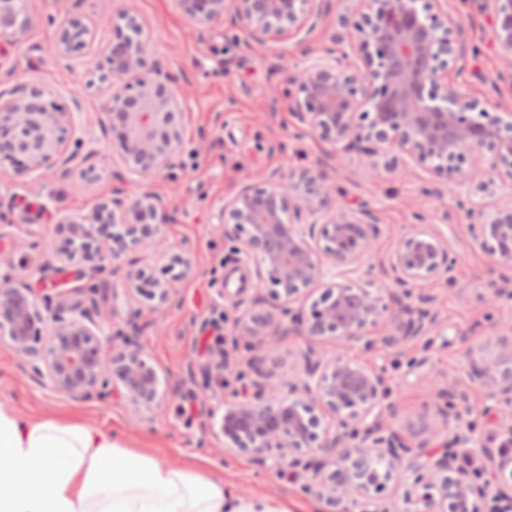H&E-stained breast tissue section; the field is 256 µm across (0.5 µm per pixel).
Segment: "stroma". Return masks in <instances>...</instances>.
<instances>
[{
	"instance_id": "obj_1",
	"label": "stroma",
	"mask_w": 512,
	"mask_h": 512,
	"mask_svg": "<svg viewBox=\"0 0 512 512\" xmlns=\"http://www.w3.org/2000/svg\"><path fill=\"white\" fill-rule=\"evenodd\" d=\"M29 8L34 23L25 37L0 44V105L9 102L16 83L42 89L45 100L74 115L75 133L67 150L76 153L77 160L63 179L50 170L0 178V271H11L37 296H57L64 276L72 271L71 263L58 255L61 222L90 213L112 196L122 150L98 123L109 86L83 60L56 59L47 47L61 26L79 15L94 29L95 61L104 63V49L116 34L112 19L121 9L144 21L152 52L183 76L182 166L144 179L142 189L167 205L173 221L164 225L162 234L170 251L190 249L194 271L180 282L179 304L172 308L157 307L139 295L127 301L108 294L97 297L95 319L108 332L125 329L129 311L138 310L137 342L157 368L161 390L168 393L161 406L135 410L120 388L88 401L53 393L34 381L30 364L6 338L0 339V401H9L25 418H73L110 430L126 446L174 466L190 462L202 475H223L225 485L241 497L264 498L282 512H326L325 502L303 492L304 477L225 454L221 442L203 434L197 408L204 380L189 390L177 388L188 369L209 362L211 323L217 319L223 320L229 339L224 377L231 381L254 357L264 372L277 375L303 372L308 347L327 356L334 353L333 344L314 343L294 332L255 355L232 346V337L240 333L238 319L262 307L256 302L252 264L230 254L219 222L225 197L241 185H260L271 173L285 176L325 162L341 200L352 209L369 204L383 226L365 264L387 260L418 211L439 225L459 256L452 283H438L430 291L436 317L430 335L393 347L355 344L348 349L383 371L392 387L395 411L384 414V425L398 429L413 445L420 440L416 424L426 421L439 431L427 444L437 452L469 422L485 447L501 446L502 428L512 424V411L497 406L471 383L469 353L489 341L512 342V299L502 300L494 311L484 304L501 270L467 233L468 218L460 207L465 188L458 179H449L440 192L431 194L430 175L416 165L373 169L367 159L337 156L333 145L299 132L290 111L288 78L301 67L302 56L290 41L253 42L233 17L203 35L175 0H29ZM448 8L466 26L472 47L471 54L456 63L460 92L486 102L491 114L512 113V85L498 78L500 60L489 15L479 11L476 0H449ZM448 214L453 223H445ZM448 388L463 395L457 403L460 418L438 412L439 393Z\"/></svg>"
}]
</instances>
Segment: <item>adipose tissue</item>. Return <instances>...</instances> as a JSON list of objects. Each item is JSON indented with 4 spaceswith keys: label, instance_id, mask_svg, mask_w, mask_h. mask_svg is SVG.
<instances>
[{
    "label": "adipose tissue",
    "instance_id": "1",
    "mask_svg": "<svg viewBox=\"0 0 512 512\" xmlns=\"http://www.w3.org/2000/svg\"><path fill=\"white\" fill-rule=\"evenodd\" d=\"M0 512H276L78 421L0 402Z\"/></svg>",
    "mask_w": 512,
    "mask_h": 512
}]
</instances>
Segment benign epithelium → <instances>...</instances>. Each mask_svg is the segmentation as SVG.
Returning a JSON list of instances; mask_svg holds the SVG:
<instances>
[{
  "instance_id": "obj_1",
  "label": "benign epithelium",
  "mask_w": 512,
  "mask_h": 512,
  "mask_svg": "<svg viewBox=\"0 0 512 512\" xmlns=\"http://www.w3.org/2000/svg\"><path fill=\"white\" fill-rule=\"evenodd\" d=\"M331 0H176L200 32L224 24L233 14L258 44L294 40L303 57L312 54L308 35L330 9ZM339 16L332 41L358 36L360 64L343 62L336 49L289 78L291 111L301 130L367 158L392 150L410 158L439 181L460 175L472 195L467 225L473 242L504 269H512V113L491 115L483 103L464 96L448 79L449 63L467 55L469 35L448 10V0H350ZM491 11L503 70L512 80V0H481ZM121 31L107 47L111 93L103 128L123 149L125 167L146 178L180 166L185 94L178 72L154 58L140 18L121 11ZM27 0H0V41L19 42L30 28ZM94 33L80 16L62 27L49 52L57 57L85 55ZM11 104L0 108V173L22 176L53 169L65 177L75 155L67 144L75 131L72 113L40 102L42 92L25 83L11 90ZM491 159L495 176L482 167ZM116 197L91 214L62 224L61 260L80 258L97 274L101 255L115 257L152 250L169 259L168 278L140 268L124 280L127 294H142L159 307L177 304V283L193 272L189 251L163 249L161 227L171 222L163 200L134 193L121 180ZM382 267L389 285L379 286L374 269L362 259L382 233L376 212L341 206L324 167L301 168L267 188L241 186L224 200L221 223L232 253L253 260L257 301L271 311L240 320L252 349L283 334V325L335 347L330 356L309 351L302 374L278 382L260 370L251 392L223 403V414L203 398L198 413L204 429L224 443V452L247 456L257 465L288 466L312 472L304 490L349 512H392L379 497L386 488L406 486L404 512H479L489 483L460 465L452 452L415 450L396 431L384 427L385 377L364 361L345 354L346 346L393 345L422 335L433 322L428 297L416 290L449 280L455 258L442 232L416 213ZM512 298V279L485 296L493 308ZM79 310L34 297L27 285L0 278V336L30 360L42 386L74 401L103 397L122 386L136 407L165 400L155 367L133 337L104 333L94 320L95 298ZM388 324L392 332L377 340L371 333ZM204 378L224 387V342L217 336ZM470 381L490 399L512 407V350L489 347L471 357ZM496 496L512 504V451H492Z\"/></svg>"
}]
</instances>
